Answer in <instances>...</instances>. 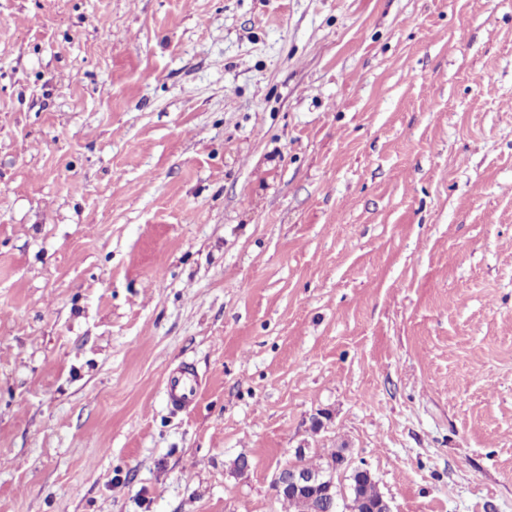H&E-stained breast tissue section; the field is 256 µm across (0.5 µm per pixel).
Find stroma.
Masks as SVG:
<instances>
[{
    "label": "stroma",
    "mask_w": 512,
    "mask_h": 512,
    "mask_svg": "<svg viewBox=\"0 0 512 512\" xmlns=\"http://www.w3.org/2000/svg\"><path fill=\"white\" fill-rule=\"evenodd\" d=\"M299 448L512 512V0H0V512ZM166 394L169 405L176 410H188L198 396V382L192 364L186 363L177 373L167 378Z\"/></svg>",
    "instance_id": "1"
}]
</instances>
